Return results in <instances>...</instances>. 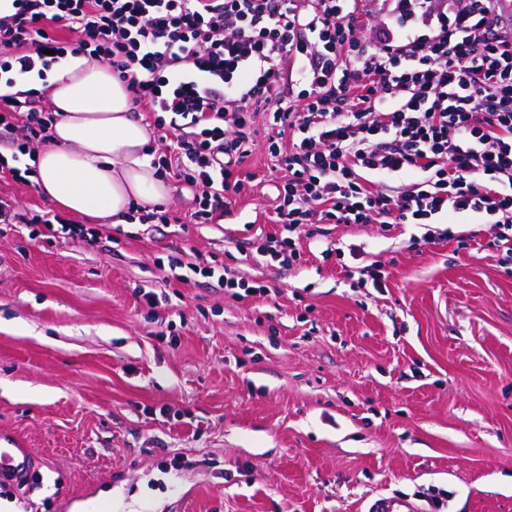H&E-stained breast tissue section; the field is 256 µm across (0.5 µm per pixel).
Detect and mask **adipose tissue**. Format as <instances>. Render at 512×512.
<instances>
[{
    "label": "adipose tissue",
    "mask_w": 512,
    "mask_h": 512,
    "mask_svg": "<svg viewBox=\"0 0 512 512\" xmlns=\"http://www.w3.org/2000/svg\"><path fill=\"white\" fill-rule=\"evenodd\" d=\"M45 88L57 120L50 146L31 164L46 198L70 213L121 224L131 203L150 207L168 195L142 152L147 131L132 120L126 85L110 67L72 55L48 73Z\"/></svg>",
    "instance_id": "ef3b65f1"
}]
</instances>
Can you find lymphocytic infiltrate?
<instances>
[{"label":"lymphocytic infiltrate","mask_w":512,"mask_h":512,"mask_svg":"<svg viewBox=\"0 0 512 512\" xmlns=\"http://www.w3.org/2000/svg\"><path fill=\"white\" fill-rule=\"evenodd\" d=\"M364 2L14 0L0 17V71L70 52L110 63L165 142L156 175L193 190L199 224L229 213L247 131L265 114L285 234L256 240L258 253L300 260L295 236L314 222L388 228L468 213L493 224L489 245L511 264L512 18L500 0H387L367 44ZM54 122L34 99L0 95V128H19L18 151L49 140ZM393 176L407 188L383 192ZM29 222L46 239H98L0 199L1 224Z\"/></svg>","instance_id":"lymphocytic-infiltrate-1"}]
</instances>
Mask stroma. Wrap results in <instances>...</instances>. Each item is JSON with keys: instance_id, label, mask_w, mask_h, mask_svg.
<instances>
[{"instance_id": "obj_1", "label": "stroma", "mask_w": 512, "mask_h": 512, "mask_svg": "<svg viewBox=\"0 0 512 512\" xmlns=\"http://www.w3.org/2000/svg\"><path fill=\"white\" fill-rule=\"evenodd\" d=\"M267 133L257 116L224 220L174 187V223L93 245L0 228V431L38 471L0 512H512V268L489 225L324 224L296 263L258 255L283 231ZM212 254L265 294L169 270ZM372 263L385 288L353 287ZM366 512H419V508L410 498L381 495L372 501Z\"/></svg>"}]
</instances>
